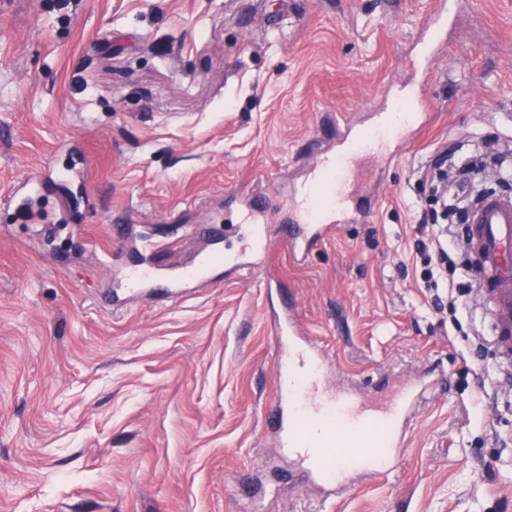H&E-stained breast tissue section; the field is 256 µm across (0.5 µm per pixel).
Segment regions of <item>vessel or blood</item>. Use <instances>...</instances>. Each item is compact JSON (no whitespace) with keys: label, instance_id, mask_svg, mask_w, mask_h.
Segmentation results:
<instances>
[{"label":"vessel or blood","instance_id":"1","mask_svg":"<svg viewBox=\"0 0 512 512\" xmlns=\"http://www.w3.org/2000/svg\"><path fill=\"white\" fill-rule=\"evenodd\" d=\"M457 2L435 0L420 39L424 56L438 50L448 27L449 8ZM427 125L425 114L401 110L379 115L368 128L359 129L344 120L335 138L308 165L306 179L276 237L266 238L260 247L247 243L226 260V270L257 268L259 259L279 239L296 260H305L315 242L333 238L340 225L348 222L349 188L362 156L390 150L397 142L412 143ZM61 178L81 182L85 172L53 167L35 172L14 186L10 206L33 210ZM241 208L258 226L265 220L268 201L251 193ZM467 246L477 272L475 299L488 305L494 352L502 367L512 372V199L492 197L473 212ZM212 272L213 264L203 254L168 274L135 265L126 272L125 288L133 298L150 290L178 298L185 289L210 286ZM271 326L282 356L279 392L270 408V427L280 447L330 495L353 479L385 475L408 446L407 424L431 397L423 377L395 385L382 396L363 394L352 379L330 387L327 373L332 362L320 344L307 336L295 310L274 312Z\"/></svg>","mask_w":512,"mask_h":512}]
</instances>
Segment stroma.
Returning <instances> with one entry per match:
<instances>
[{
  "mask_svg": "<svg viewBox=\"0 0 512 512\" xmlns=\"http://www.w3.org/2000/svg\"><path fill=\"white\" fill-rule=\"evenodd\" d=\"M433 2L0 0V512H512V384L488 310L451 324L414 251L419 170L512 136V0H464L440 56L409 68ZM405 84L429 129L362 160L351 223L304 264L278 245L177 303L100 307L135 262L237 248L235 196L263 188L284 219L337 117L389 111ZM75 164L83 188L55 186L74 224L33 237L13 184ZM116 214L139 248L114 243ZM271 275L365 391L447 376L390 473L327 497L270 435Z\"/></svg>",
  "mask_w": 512,
  "mask_h": 512,
  "instance_id": "stroma-1",
  "label": "stroma"
}]
</instances>
